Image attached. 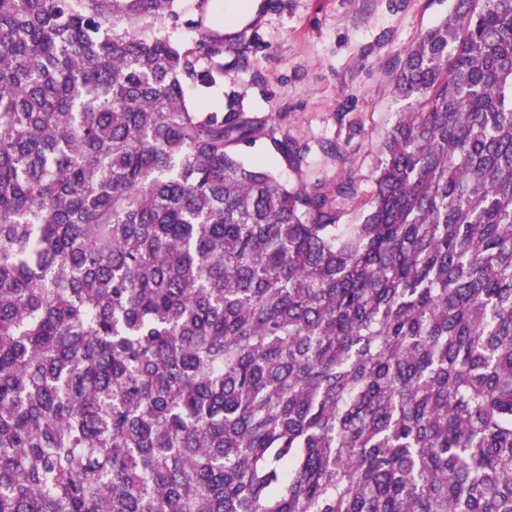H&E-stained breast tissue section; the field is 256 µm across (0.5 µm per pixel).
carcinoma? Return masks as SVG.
I'll list each match as a JSON object with an SVG mask.
<instances>
[{
  "mask_svg": "<svg viewBox=\"0 0 512 512\" xmlns=\"http://www.w3.org/2000/svg\"><path fill=\"white\" fill-rule=\"evenodd\" d=\"M214 0H0V512H512V0L347 176L224 91ZM242 155L250 163L268 162L271 167L276 169L283 180L290 183L298 181L297 173L289 168L276 153H273L264 141H258L252 147L246 148Z\"/></svg>",
  "mask_w": 512,
  "mask_h": 512,
  "instance_id": "obj_1",
  "label": "carcinoma"
}]
</instances>
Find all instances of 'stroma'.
Returning <instances> with one entry per match:
<instances>
[{
    "label": "stroma",
    "mask_w": 512,
    "mask_h": 512,
    "mask_svg": "<svg viewBox=\"0 0 512 512\" xmlns=\"http://www.w3.org/2000/svg\"><path fill=\"white\" fill-rule=\"evenodd\" d=\"M221 2L254 10L249 18L237 15L234 25L249 27L256 66L226 67L225 90L310 148L300 174L263 141L246 148L244 159L269 163L291 183L302 177L331 188L353 177L356 197L336 206L341 223H360L379 144L406 108L394 89L404 51L452 11L454 0Z\"/></svg>",
    "instance_id": "1"
}]
</instances>
